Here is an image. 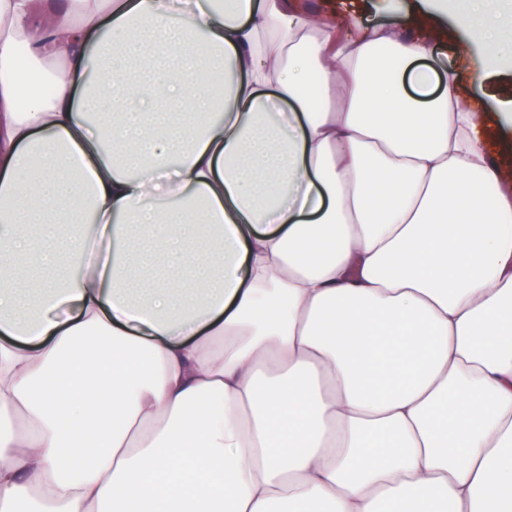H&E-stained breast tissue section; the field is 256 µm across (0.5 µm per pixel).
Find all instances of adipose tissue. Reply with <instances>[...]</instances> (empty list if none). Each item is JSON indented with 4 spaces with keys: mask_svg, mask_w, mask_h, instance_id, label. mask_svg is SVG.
<instances>
[{
    "mask_svg": "<svg viewBox=\"0 0 512 512\" xmlns=\"http://www.w3.org/2000/svg\"><path fill=\"white\" fill-rule=\"evenodd\" d=\"M511 10L0 0V512H512ZM511 28L506 42L483 40L475 33L469 47L485 59V66L475 82H466L465 89L476 100L497 112L512 113V59L508 56ZM508 56V57H506ZM503 129L496 124H491L485 130L488 149L494 157L495 162L504 170L512 172V138L509 134L508 144L502 140Z\"/></svg>",
    "mask_w": 512,
    "mask_h": 512,
    "instance_id": "1",
    "label": "adipose tissue"
}]
</instances>
